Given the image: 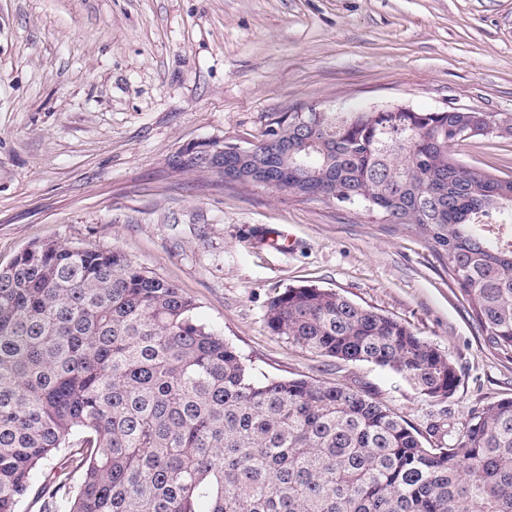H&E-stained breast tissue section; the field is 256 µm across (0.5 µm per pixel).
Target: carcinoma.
<instances>
[{"label": "carcinoma", "mask_w": 512, "mask_h": 512, "mask_svg": "<svg viewBox=\"0 0 512 512\" xmlns=\"http://www.w3.org/2000/svg\"><path fill=\"white\" fill-rule=\"evenodd\" d=\"M308 177L448 258L497 350L512 353V175L454 147L512 139V114L315 112ZM294 113L268 125L298 140ZM477 133H471V130ZM272 140L255 160L281 164ZM222 155L200 150L196 167ZM195 301L117 247L42 242L0 270V512L48 497L57 512H512V398L422 433L364 389L256 377ZM270 332L313 354L369 362L430 401L455 363L400 321L327 289L270 298ZM62 453L65 466L42 464ZM80 483L70 485L74 474Z\"/></svg>", "instance_id": "cac0c4a2"}]
</instances>
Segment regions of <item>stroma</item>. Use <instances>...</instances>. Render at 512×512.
Segmentation results:
<instances>
[{"label":"stroma","mask_w":512,"mask_h":512,"mask_svg":"<svg viewBox=\"0 0 512 512\" xmlns=\"http://www.w3.org/2000/svg\"><path fill=\"white\" fill-rule=\"evenodd\" d=\"M512 113V0H0V268L46 241L120 248L221 327L256 376L361 387L419 430L512 398L423 238L364 207L229 185L193 168L208 144L256 140L307 105ZM459 158L512 171V140ZM336 291L404 323L460 376L432 403L368 362L271 334L286 288Z\"/></svg>","instance_id":"1"}]
</instances>
